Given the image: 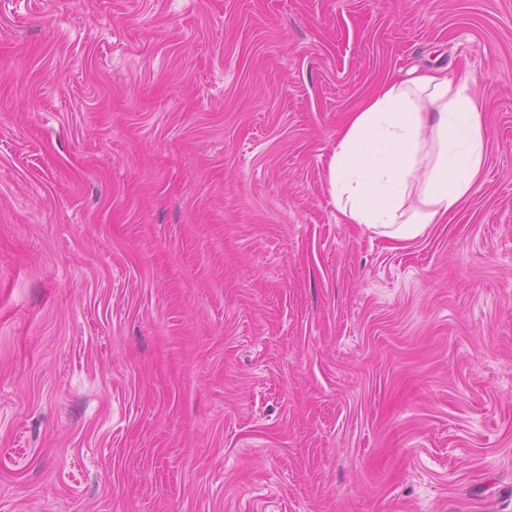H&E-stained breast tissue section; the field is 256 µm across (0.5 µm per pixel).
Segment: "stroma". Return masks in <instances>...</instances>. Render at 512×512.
<instances>
[{"label": "stroma", "instance_id": "1", "mask_svg": "<svg viewBox=\"0 0 512 512\" xmlns=\"http://www.w3.org/2000/svg\"><path fill=\"white\" fill-rule=\"evenodd\" d=\"M482 186L341 219L383 80ZM0 512H512V0H0ZM476 81L439 71L387 80L351 112L327 181L345 223L405 243L479 189L488 140Z\"/></svg>", "mask_w": 512, "mask_h": 512}]
</instances>
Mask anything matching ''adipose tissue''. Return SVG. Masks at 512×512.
Listing matches in <instances>:
<instances>
[{
    "label": "adipose tissue",
    "instance_id": "adipose-tissue-1",
    "mask_svg": "<svg viewBox=\"0 0 512 512\" xmlns=\"http://www.w3.org/2000/svg\"><path fill=\"white\" fill-rule=\"evenodd\" d=\"M476 80L439 71L388 80L351 112L327 181L345 223L405 243L479 189L488 140Z\"/></svg>",
    "mask_w": 512,
    "mask_h": 512
}]
</instances>
